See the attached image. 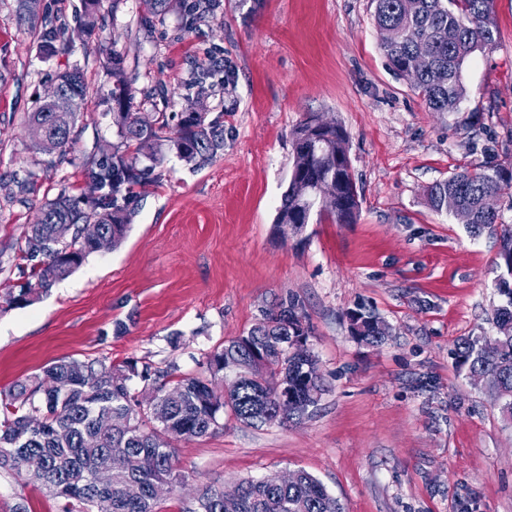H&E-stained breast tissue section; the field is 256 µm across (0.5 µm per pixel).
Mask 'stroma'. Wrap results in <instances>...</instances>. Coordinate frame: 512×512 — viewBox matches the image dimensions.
<instances>
[{
  "label": "stroma",
  "instance_id": "obj_1",
  "mask_svg": "<svg viewBox=\"0 0 512 512\" xmlns=\"http://www.w3.org/2000/svg\"><path fill=\"white\" fill-rule=\"evenodd\" d=\"M371 0H220L197 20L172 11L143 24L140 0H100L93 35L84 0H40L35 24L0 0V392L57 360L136 361L202 372L214 350L264 311L295 298L311 328L325 392L297 423L250 426L232 415L207 437L172 439L176 484L161 508L184 512L196 490L304 469L342 512H512V426L486 389L457 370L456 341L495 335L498 241L472 237L426 198L474 165L512 163V0H494L498 39L465 63L453 112L429 111L387 66ZM64 50L45 55L42 26ZM124 58L133 109L165 113L162 160L131 204L124 239L91 253L36 302L10 307L24 283L25 235L45 200L100 197L92 160L119 144L111 51ZM85 73L88 94L65 156L35 149L27 119L56 74ZM164 95H157V88ZM224 128L206 162L170 140L181 113ZM341 124L359 195L353 224L312 214L275 222L309 116ZM390 327L378 347L353 338L347 311ZM61 512L41 484L0 471V512Z\"/></svg>",
  "mask_w": 512,
  "mask_h": 512
}]
</instances>
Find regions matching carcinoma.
Returning a JSON list of instances; mask_svg holds the SVG:
<instances>
[{
  "label": "carcinoma",
  "mask_w": 512,
  "mask_h": 512,
  "mask_svg": "<svg viewBox=\"0 0 512 512\" xmlns=\"http://www.w3.org/2000/svg\"><path fill=\"white\" fill-rule=\"evenodd\" d=\"M208 0H142L144 13L152 18L166 14L179 4L187 14H196ZM493 0H372L378 32H394L391 41H380L390 69L411 81L432 112H453L466 96L462 82L465 62L477 51L492 47L498 30L492 19ZM434 45L433 56L422 60L419 41ZM112 126L124 146L112 160L94 163L91 178L109 192L98 198L96 208H84L83 199L60 193L47 201L41 224L29 225L25 254L37 261L31 279L6 293V302L27 306L40 299L57 279L68 275L87 255L96 251L83 236L81 225L97 224L117 244L125 235L129 204L160 163L157 142L165 126L164 113L150 117L131 109L134 92L124 76V59L112 51ZM64 94L55 102H43L28 116V123L44 124L55 139L45 154L67 151L73 143V129L87 95L84 73L79 68L57 76ZM177 154L187 160L207 159L224 150V127L205 123L198 112H185L177 137ZM151 165L139 167L141 159ZM322 183L330 189L321 204L336 224L354 223L358 193L348 155V136L342 126L330 121L316 125L309 118L297 128L293 142V164L287 190L281 196L276 223L307 224L316 201L309 188ZM512 184V165H476L455 172L427 189L430 206L448 211L455 203L468 215L470 233L477 236L491 228L499 235L495 259L494 288L500 297L492 308L497 327L495 336H464L455 344L456 368L467 375L487 380L497 393L504 418L512 421V224L498 223V214L482 210L480 200ZM60 224L72 225L66 238L57 234ZM295 300L290 298L269 309L247 335L230 341L207 360L208 375L182 377L175 385L181 398L168 400L171 372H155L126 361L112 365L104 360H61L45 367L42 374L14 386L0 398V470L20 474L25 456L43 457L46 477L43 485L64 501L63 512H161V499L152 495L157 485L174 486L182 475L174 465L175 449L164 444L160 434L184 440L203 438L220 427L224 409L247 425L269 411L271 399L281 384L293 397L306 398L324 392L322 379L313 376L303 363L287 357L285 344L291 337L310 330L301 329ZM360 321L355 338L379 346L385 334L376 330L375 315L361 308L348 312ZM266 348L244 371L235 393L224 397L220 384L224 355L250 357L252 349ZM147 383L154 402L143 403L131 391L130 382ZM129 416L130 427L109 434L96 427L102 416ZM103 465L117 467L112 486L101 488L94 480ZM297 482L283 486L272 476L240 481L241 494L233 512H341L336 498L304 469L296 470ZM185 512H225L224 491L211 485L198 494Z\"/></svg>",
  "instance_id": "cac0c4a2"
}]
</instances>
